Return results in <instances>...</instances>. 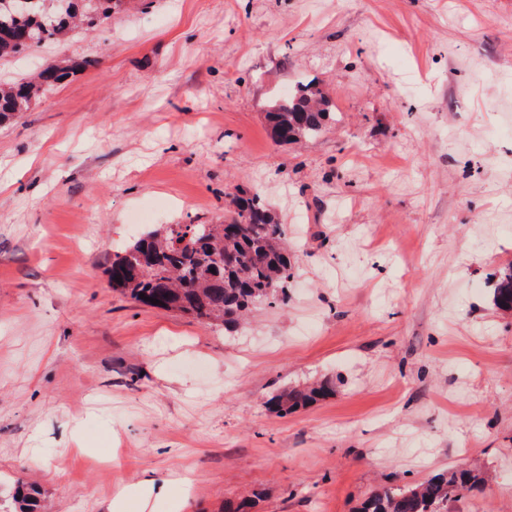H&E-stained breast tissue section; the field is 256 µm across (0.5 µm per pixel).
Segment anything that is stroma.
Instances as JSON below:
<instances>
[{
	"label": "stroma",
	"instance_id": "35a3bbf8",
	"mask_svg": "<svg viewBox=\"0 0 512 512\" xmlns=\"http://www.w3.org/2000/svg\"><path fill=\"white\" fill-rule=\"evenodd\" d=\"M91 59L0 126V512H358L460 466L443 512H512V0H126L0 60V83ZM316 81L336 120L278 143ZM259 194L296 254L287 303L214 328L114 292L161 224ZM328 381L282 416L276 394ZM318 98L323 99V104ZM335 116L312 81L298 84L288 97L276 101L266 112L273 139L286 143L317 137ZM493 301L502 311L512 310V265L494 274ZM169 483L170 480L168 479L158 481L153 476H145L132 488L127 486L121 487L115 493L105 512H123L121 509L125 501L133 494L138 495L143 501H147L153 496L167 494ZM14 512H39L40 504L37 489L19 484L12 496Z\"/></svg>",
	"mask_w": 512,
	"mask_h": 512
}]
</instances>
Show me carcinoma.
<instances>
[{"label":"carcinoma","mask_w":512,"mask_h":512,"mask_svg":"<svg viewBox=\"0 0 512 512\" xmlns=\"http://www.w3.org/2000/svg\"><path fill=\"white\" fill-rule=\"evenodd\" d=\"M0 0V59L39 48L65 37L74 27L94 28L120 9L124 0H30L14 10ZM94 65L92 59L51 65L31 79L0 86V124L30 107L32 99L59 84L70 73ZM314 82L301 83L266 112L272 137L291 142L317 137L335 120L329 102ZM225 224H162L130 244L112 260L107 273L113 291L146 306L186 314L226 330L238 326L251 306L281 292L287 303L292 263L284 225L275 221L255 195L236 197ZM215 272H210V269ZM493 301L512 310V265L494 274ZM333 387L323 383L290 391L275 399L288 413L325 398ZM484 477L471 468L435 475L412 486L373 492L360 512H435L462 490L481 486ZM14 512H40L37 489L20 484L12 496Z\"/></svg>","instance_id":"carcinoma-1"}]
</instances>
